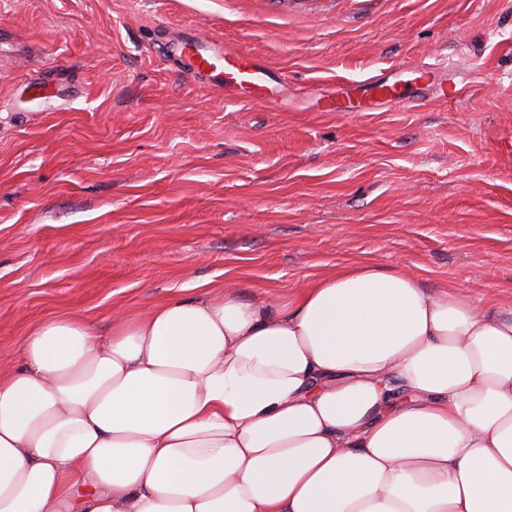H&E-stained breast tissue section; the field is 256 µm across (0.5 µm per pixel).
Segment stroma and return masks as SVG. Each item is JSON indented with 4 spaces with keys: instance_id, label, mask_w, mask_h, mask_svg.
Returning a JSON list of instances; mask_svg holds the SVG:
<instances>
[{
    "instance_id": "1",
    "label": "stroma",
    "mask_w": 512,
    "mask_h": 512,
    "mask_svg": "<svg viewBox=\"0 0 512 512\" xmlns=\"http://www.w3.org/2000/svg\"><path fill=\"white\" fill-rule=\"evenodd\" d=\"M227 44L248 105L165 51ZM463 95L326 112L390 66ZM356 262L512 306V0H0V372L44 318L101 332L196 283L275 300ZM418 77L416 78L418 84L420 86H432L439 85L441 90V95L444 99H454L457 97L459 91L461 89H457L456 85L450 82L445 83L439 76V69L434 64L423 63L417 70ZM448 85L450 92H448Z\"/></svg>"
}]
</instances>
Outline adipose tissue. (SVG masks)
<instances>
[{"mask_svg": "<svg viewBox=\"0 0 512 512\" xmlns=\"http://www.w3.org/2000/svg\"><path fill=\"white\" fill-rule=\"evenodd\" d=\"M0 512H512V309L357 263L43 319L0 374Z\"/></svg>", "mask_w": 512, "mask_h": 512, "instance_id": "ef3b65f1", "label": "adipose tissue"}]
</instances>
